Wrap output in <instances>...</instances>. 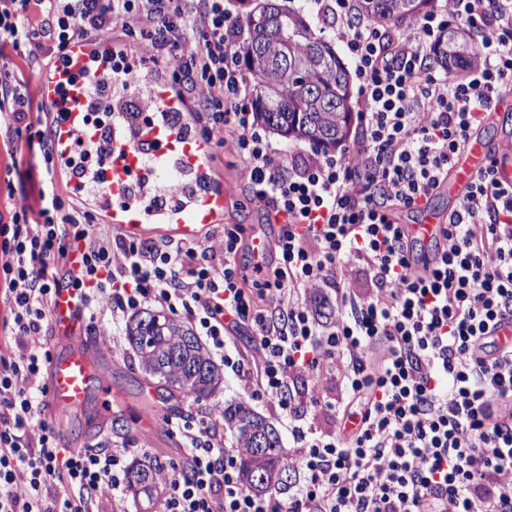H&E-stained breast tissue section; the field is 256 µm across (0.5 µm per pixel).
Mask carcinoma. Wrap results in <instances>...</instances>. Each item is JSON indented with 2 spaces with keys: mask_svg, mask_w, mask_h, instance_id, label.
<instances>
[{
  "mask_svg": "<svg viewBox=\"0 0 512 512\" xmlns=\"http://www.w3.org/2000/svg\"><path fill=\"white\" fill-rule=\"evenodd\" d=\"M362 14L377 22L408 21L420 16L434 0H358ZM243 21L249 38L240 53L252 76L258 121L289 139L309 140L337 150L350 132V73L333 44L316 33L306 14L268 3ZM434 63L458 74L477 61L476 45L460 28H450L432 51ZM125 337L141 371L162 383L171 398L200 401L213 395L223 381L202 344L189 327L152 311L135 315ZM224 424L241 448V480L250 492L263 495L286 491L296 481L276 428L243 402L224 406ZM267 437L266 448L253 446V435ZM157 473L131 465L127 488L152 506Z\"/></svg>",
  "mask_w": 512,
  "mask_h": 512,
  "instance_id": "obj_1",
  "label": "carcinoma"
}]
</instances>
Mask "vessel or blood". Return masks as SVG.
I'll return each instance as SVG.
<instances>
[{"mask_svg":"<svg viewBox=\"0 0 512 512\" xmlns=\"http://www.w3.org/2000/svg\"><path fill=\"white\" fill-rule=\"evenodd\" d=\"M107 41L95 47L73 45L64 73L44 78L40 85L43 97L56 105V123L52 130L58 161H66L74 147L75 137L88 136L99 141L100 133H88L82 123L81 113L75 105L78 87L84 82V70L92 54L109 50ZM494 155L491 147L481 140L470 141L466 150L455 162L454 180L448 190L466 186L473 175ZM153 159L152 169L137 165L138 158ZM210 150L205 143L188 135L177 134L163 117L141 127L139 135L131 142H113L109 167L105 174L106 187L96 204L105 212L108 224L121 230L141 233L148 225L163 224L173 238L196 239L211 224L224 216V196L207 189L210 181L208 163ZM195 174L201 182L198 190L184 192L179 203L168 208L148 204L143 195L135 194L136 182L159 184L171 177ZM443 222L439 216L428 215L420 224L406 225L407 237L418 244L429 245L442 236ZM74 305L69 292H59L52 311L54 337L65 341L84 334L82 320L72 318ZM97 390L103 414L112 412L111 385L106 374H93L87 355L70 351L54 355L48 364V396L52 407L59 412L74 413L81 409L90 390Z\"/></svg>","mask_w":512,"mask_h":512,"instance_id":"vessel-or-blood-1","label":"vessel or blood"}]
</instances>
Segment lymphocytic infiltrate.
I'll return each mask as SVG.
<instances>
[{
    "label": "lymphocytic infiltrate",
    "instance_id": "1",
    "mask_svg": "<svg viewBox=\"0 0 512 512\" xmlns=\"http://www.w3.org/2000/svg\"><path fill=\"white\" fill-rule=\"evenodd\" d=\"M329 15L358 81L361 133L336 153H298L261 132L238 60L245 26L234 0H0V112L5 135L55 153L46 102L34 101L16 59L58 68L71 46L113 44L87 79L101 142L74 152L91 190L102 187L113 140L132 134L150 78L172 87L197 138L233 136L251 202L285 214L270 259L246 268L249 229L225 224L205 239L165 244L113 238L92 203L64 204L54 181L40 208L12 210L0 249V512H119L131 453L104 439L67 449L45 416L50 308L71 289L86 321L119 322L142 305L198 326L247 398L277 408L301 472L288 501L238 481L222 410L168 420L177 456L143 449L167 493L161 512H512V182L498 159L477 171L444 224L433 259L410 254L394 207L417 209L512 87V0H440L411 22L360 17L357 0H310ZM458 24L479 63L454 78L431 53ZM83 242L71 272L68 240ZM363 285H355L350 267ZM333 302L335 317L319 308ZM253 333L250 355L235 343ZM338 379L340 393L322 383Z\"/></svg>",
    "mask_w": 512,
    "mask_h": 512
}]
</instances>
